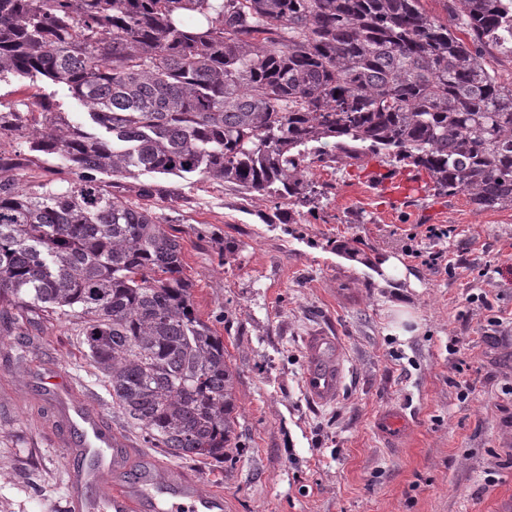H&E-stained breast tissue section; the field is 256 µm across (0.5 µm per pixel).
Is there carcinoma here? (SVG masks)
I'll return each mask as SVG.
<instances>
[{
  "instance_id": "obj_1",
  "label": "carcinoma",
  "mask_w": 512,
  "mask_h": 512,
  "mask_svg": "<svg viewBox=\"0 0 512 512\" xmlns=\"http://www.w3.org/2000/svg\"><path fill=\"white\" fill-rule=\"evenodd\" d=\"M0 0V82L68 87L0 98V332L33 316L80 327L112 404L149 448L229 459L239 373L197 311L167 219L117 188L199 175L307 204L310 164L369 150L424 170L439 195L512 211V0ZM68 178L22 183L20 156ZM39 87L27 88L30 94H43L54 100L60 112L71 121H78L84 115L81 112H87V109L80 101L73 98L64 85H54L47 82L38 81Z\"/></svg>"
}]
</instances>
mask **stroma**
<instances>
[{"instance_id": "obj_1", "label": "stroma", "mask_w": 512, "mask_h": 512, "mask_svg": "<svg viewBox=\"0 0 512 512\" xmlns=\"http://www.w3.org/2000/svg\"><path fill=\"white\" fill-rule=\"evenodd\" d=\"M383 156L312 164L320 196L282 223L268 200L209 179L143 174L136 205L179 236L198 313L224 338L240 374L242 436L233 461L182 460L124 426L75 325L44 321L0 335V512H67L82 444L53 391L97 410L126 447L195 477L224 512H512V212L476 209L467 194L417 181L385 198ZM178 197H143L140 185ZM429 224L455 239L430 240ZM444 250L433 270L416 251ZM396 259L406 278L385 276ZM325 332L343 351L334 404H312L304 342ZM476 390L461 397L458 384ZM410 426L399 443L377 429L387 409Z\"/></svg>"}]
</instances>
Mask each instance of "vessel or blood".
Instances as JSON below:
<instances>
[{
	"label": "vessel or blood",
	"instance_id": "vessel-or-blood-1",
	"mask_svg": "<svg viewBox=\"0 0 512 512\" xmlns=\"http://www.w3.org/2000/svg\"><path fill=\"white\" fill-rule=\"evenodd\" d=\"M306 355V394L315 404L334 402L343 376L338 341L324 333L310 336ZM57 395L67 400L71 423L84 436L89 453L100 457L95 470H71L69 512H223L222 496L203 493L191 477L174 475L150 458L130 466L129 449L113 440L98 413L69 403L67 381L58 382Z\"/></svg>",
	"mask_w": 512,
	"mask_h": 512
}]
</instances>
